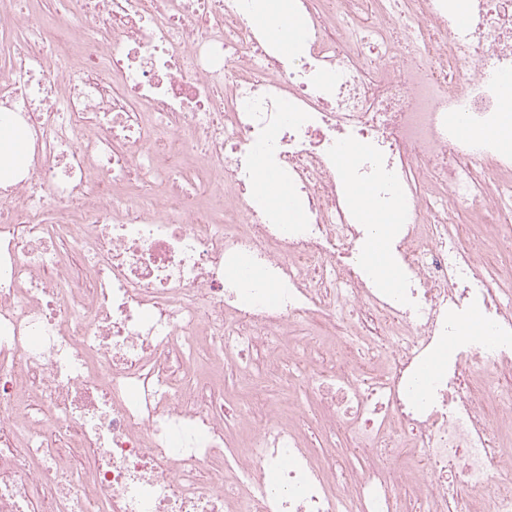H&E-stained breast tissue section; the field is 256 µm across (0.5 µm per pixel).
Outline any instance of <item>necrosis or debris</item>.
Instances as JSON below:
<instances>
[{
	"label": "necrosis or debris",
	"mask_w": 512,
	"mask_h": 512,
	"mask_svg": "<svg viewBox=\"0 0 512 512\" xmlns=\"http://www.w3.org/2000/svg\"><path fill=\"white\" fill-rule=\"evenodd\" d=\"M23 2L0 0V112L30 142L0 186V512H512V0H291L297 54L247 0H56L20 33ZM354 182L397 216L398 287ZM267 174L273 173L267 172L263 169L258 173L256 180L257 191L260 195H263L268 199L269 205L277 214L288 221V216L292 217L297 215V205L295 200L291 196H288V186L278 180L277 182L270 181L269 189L272 191L270 192L265 183V176ZM277 183L282 187L283 191L280 193H273L279 189ZM289 202L291 203L289 206L291 211L288 209ZM389 253L386 235L381 230L374 231L364 247L362 258L382 288H391L392 283L398 284L397 273L389 260Z\"/></svg>",
	"instance_id": "1"
}]
</instances>
